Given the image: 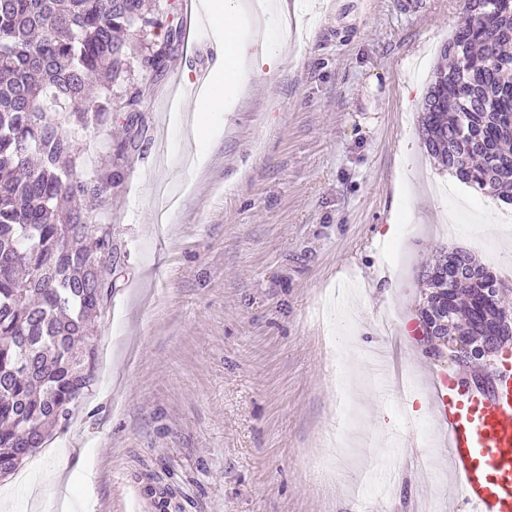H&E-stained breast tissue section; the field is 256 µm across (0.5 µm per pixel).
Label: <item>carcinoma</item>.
Masks as SVG:
<instances>
[{
	"label": "carcinoma",
	"mask_w": 512,
	"mask_h": 512,
	"mask_svg": "<svg viewBox=\"0 0 512 512\" xmlns=\"http://www.w3.org/2000/svg\"><path fill=\"white\" fill-rule=\"evenodd\" d=\"M143 0H0V468L13 471L93 384L92 319L115 286L111 225L121 173L78 169V130L112 123V86L130 58L119 36L146 22ZM467 19L433 73L419 132L429 156L460 182L512 204V8L466 0ZM182 37L143 58L157 66ZM479 60L478 97L448 107L442 92L462 80L459 57ZM423 320L453 289L451 331L481 336L470 306L483 284L428 274Z\"/></svg>",
	"instance_id": "obj_1"
}]
</instances>
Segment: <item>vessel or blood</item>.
I'll return each instance as SVG.
<instances>
[{"label":"vessel or blood","mask_w":512,"mask_h":512,"mask_svg":"<svg viewBox=\"0 0 512 512\" xmlns=\"http://www.w3.org/2000/svg\"><path fill=\"white\" fill-rule=\"evenodd\" d=\"M488 378L480 386L431 373V413L469 512H512V364Z\"/></svg>","instance_id":"obj_1"}]
</instances>
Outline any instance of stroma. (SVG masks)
Here are the masks:
<instances>
[{
	"label": "stroma",
	"instance_id": "1",
	"mask_svg": "<svg viewBox=\"0 0 512 512\" xmlns=\"http://www.w3.org/2000/svg\"><path fill=\"white\" fill-rule=\"evenodd\" d=\"M184 0H145L154 26L135 30L137 111L112 91L110 126L80 133L81 167L113 164L122 183L112 227L116 283L96 322V379L48 448L0 480L8 512H36L32 493L64 467L67 493L90 512H156L148 485H168L176 512H415L458 496L444 458L420 445L431 412L395 391L354 394L342 468L336 353L354 343L393 354L427 384L448 368L423 341L424 275L436 256L470 253L512 288V222L453 184L428 156L419 117L465 0H303L302 39L254 82L231 114L212 113L203 161L183 165V77L210 46L175 43L159 68L143 59L184 23ZM178 197L166 228L160 187ZM391 497L367 490L395 439ZM72 454L61 457L60 449Z\"/></svg>",
	"mask_w": 512,
	"mask_h": 512
}]
</instances>
